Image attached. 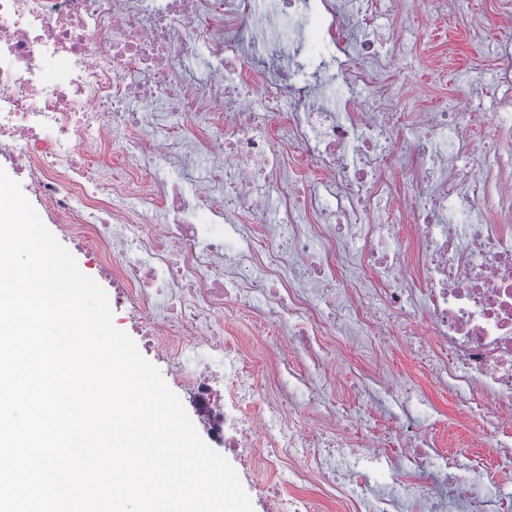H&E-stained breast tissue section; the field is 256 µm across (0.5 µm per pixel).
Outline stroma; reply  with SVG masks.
I'll return each mask as SVG.
<instances>
[{
    "label": "stroma",
    "mask_w": 512,
    "mask_h": 512,
    "mask_svg": "<svg viewBox=\"0 0 512 512\" xmlns=\"http://www.w3.org/2000/svg\"><path fill=\"white\" fill-rule=\"evenodd\" d=\"M512 0H427L414 23L423 38L413 55L396 65V78L407 84L420 104L430 109L455 110L463 95L478 91L475 104L481 118L477 138L497 144L512 155V139L496 126L492 115L505 111L498 98L487 95L499 68L512 63V30L500 23ZM288 330L267 323L256 311H241L224 325V337L246 348L248 376L263 395L275 393L277 361L273 347ZM431 337L419 339L417 351L393 350L381 355L375 343L338 346L328 343L323 363L316 370L328 393L344 414L355 417L352 444L370 431L386 435L398 427V415L407 410L425 414L434 445L452 450L461 460L491 458L481 432L460 410L461 397L441 375ZM400 383L397 399L384 402L377 395L381 377Z\"/></svg>",
    "instance_id": "35a3bbf8"
}]
</instances>
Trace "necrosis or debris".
<instances>
[{"mask_svg":"<svg viewBox=\"0 0 512 512\" xmlns=\"http://www.w3.org/2000/svg\"><path fill=\"white\" fill-rule=\"evenodd\" d=\"M390 0H0V154L96 269L119 276L122 303L147 315L145 342L194 394L199 425L220 448L247 449V465H290L293 482L317 489L351 479L360 498L336 493L339 512H388L368 497L369 470L400 462L422 481L424 512L448 502L493 505L476 472L428 446L420 421L397 443L350 448L348 424L316 381L282 380L267 408L244 379L245 353L224 343L225 315L263 302L275 323L294 319L284 351L332 337L350 345L394 336L422 313L443 347L440 370L465 390L494 449L512 426V176L500 153L472 135L475 113L409 106L387 59L409 23L382 32ZM326 22L277 75L258 66L285 26ZM359 25L365 37L346 49ZM205 49L210 68L194 85L177 64ZM121 157L132 170L104 179L90 167ZM209 159L202 183H151L162 162ZM316 170L327 195L300 204L280 178L289 157ZM285 206L281 247H258L248 228L226 240L224 222ZM409 215L406 224L395 215ZM344 291L322 308L316 294ZM380 300L388 323L367 307ZM324 409L300 431L299 403Z\"/></svg>","mask_w":512,"mask_h":512,"instance_id":"obj_1","label":"necrosis or debris"}]
</instances>
